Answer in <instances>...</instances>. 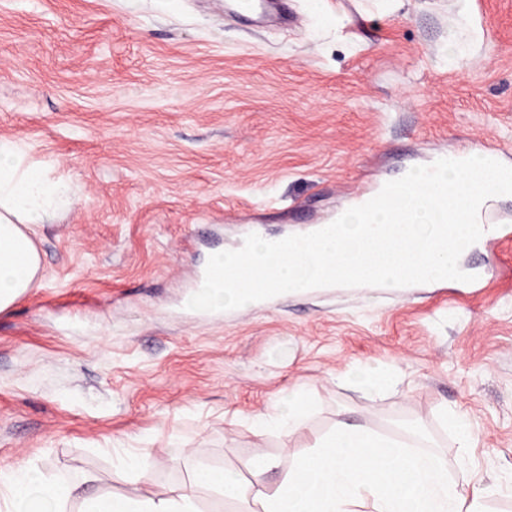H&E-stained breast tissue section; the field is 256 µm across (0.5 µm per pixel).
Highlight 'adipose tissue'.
Listing matches in <instances>:
<instances>
[{
  "label": "adipose tissue",
  "mask_w": 512,
  "mask_h": 512,
  "mask_svg": "<svg viewBox=\"0 0 512 512\" xmlns=\"http://www.w3.org/2000/svg\"><path fill=\"white\" fill-rule=\"evenodd\" d=\"M65 200L61 183L47 167L30 162L23 142L0 140V311L26 293L39 270L26 225L42 223ZM279 466L274 456L253 459V480L246 486L235 472L203 464L194 483L231 501L253 491L262 512H355L364 499L371 500L374 512H483L480 498H467L462 485L449 477L443 456L421 443L394 442L342 422L296 459L276 485L266 484V474ZM33 488L41 497L29 512H65L73 500L81 502L82 512H199L191 491L91 493L83 484L46 476L26 464L0 468V512H17L18 502Z\"/></svg>",
  "instance_id": "1"
}]
</instances>
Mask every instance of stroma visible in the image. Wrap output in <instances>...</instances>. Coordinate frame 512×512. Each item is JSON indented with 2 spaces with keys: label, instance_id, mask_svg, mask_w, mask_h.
Here are the masks:
<instances>
[{
  "label": "stroma",
  "instance_id": "stroma-1",
  "mask_svg": "<svg viewBox=\"0 0 512 512\" xmlns=\"http://www.w3.org/2000/svg\"><path fill=\"white\" fill-rule=\"evenodd\" d=\"M288 30L224 0H0V139L73 203L33 225L40 271L0 311V466L115 495L250 483L337 421L422 434L488 512L512 480V238L452 281L285 293L202 321L195 272L247 235L300 234L444 153L512 150V0H290ZM395 381L369 399L350 373ZM291 390L303 427L259 430ZM469 417L473 447L441 423ZM152 451L145 476L117 462ZM194 486H204L224 497L225 500H239L246 493V487L235 472L201 464L195 474Z\"/></svg>",
  "mask_w": 512,
  "mask_h": 512
}]
</instances>
